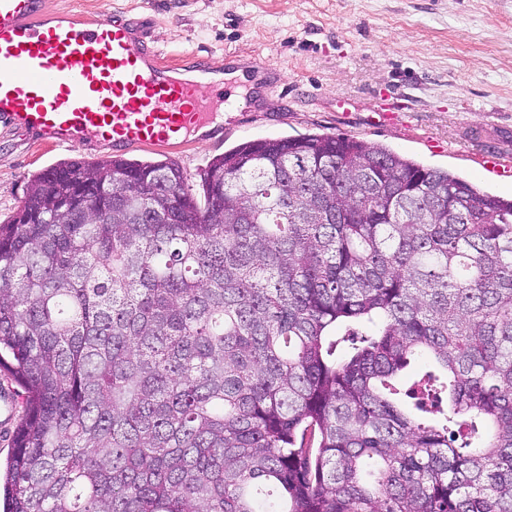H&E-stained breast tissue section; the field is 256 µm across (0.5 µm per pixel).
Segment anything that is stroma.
Listing matches in <instances>:
<instances>
[{
  "label": "stroma",
  "instance_id": "stroma-1",
  "mask_svg": "<svg viewBox=\"0 0 512 512\" xmlns=\"http://www.w3.org/2000/svg\"><path fill=\"white\" fill-rule=\"evenodd\" d=\"M47 11L120 14L144 21L170 64L205 58L224 82L216 130L176 147L141 146L129 159L175 160L190 185L208 161L247 141L307 134L353 136L481 190L512 198V179L485 157L512 162V0H45ZM242 64L224 68L226 55ZM279 70L255 90L249 65ZM396 116L383 123L378 110ZM109 147L51 146L0 123V220L22 203L32 176Z\"/></svg>",
  "mask_w": 512,
  "mask_h": 512
}]
</instances>
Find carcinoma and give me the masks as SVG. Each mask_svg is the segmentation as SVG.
<instances>
[{
  "label": "carcinoma",
  "instance_id": "1",
  "mask_svg": "<svg viewBox=\"0 0 512 512\" xmlns=\"http://www.w3.org/2000/svg\"><path fill=\"white\" fill-rule=\"evenodd\" d=\"M199 187L67 159L0 222V512H512V199L329 135ZM0 387H6V388L9 387L13 391L12 392L13 398L16 400L15 401L16 402L15 413H14L12 423L10 425L11 427H10L9 433L6 434V433L2 432L1 423H0V457H1L2 461H4L11 449L13 432H14L15 427L20 418V413H19L20 409H19V406L17 405V397H16L18 386L16 385V383L13 381V379L7 373H3V372L0 373Z\"/></svg>",
  "mask_w": 512,
  "mask_h": 512
}]
</instances>
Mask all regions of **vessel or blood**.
<instances>
[{
	"instance_id": "b4317fda",
	"label": "vessel or blood",
	"mask_w": 512,
	"mask_h": 512,
	"mask_svg": "<svg viewBox=\"0 0 512 512\" xmlns=\"http://www.w3.org/2000/svg\"><path fill=\"white\" fill-rule=\"evenodd\" d=\"M198 71L163 66L137 22L0 0V122L49 143L177 144L203 128L209 101L224 98L207 67Z\"/></svg>"
}]
</instances>
